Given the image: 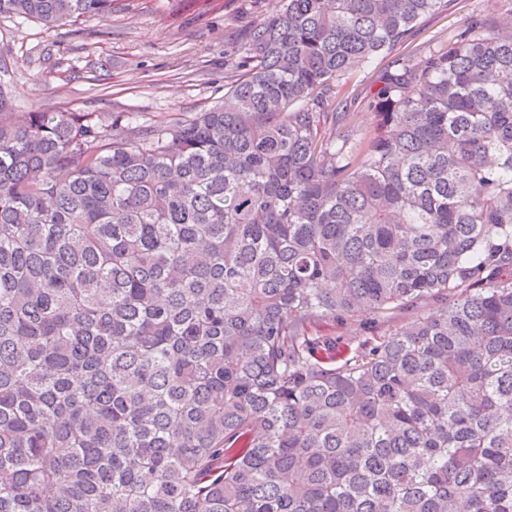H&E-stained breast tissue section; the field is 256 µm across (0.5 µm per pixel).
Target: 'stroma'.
Listing matches in <instances>:
<instances>
[{"label": "stroma", "mask_w": 512, "mask_h": 512, "mask_svg": "<svg viewBox=\"0 0 512 512\" xmlns=\"http://www.w3.org/2000/svg\"><path fill=\"white\" fill-rule=\"evenodd\" d=\"M275 0H120L111 15L45 30L21 18H0V88L17 111L133 113L143 124L190 118L224 97L230 34L271 12ZM474 12L512 14V0H460L428 20L417 41L432 42ZM405 315L387 320L360 313L327 321L321 333L340 349L388 334Z\"/></svg>", "instance_id": "obj_1"}]
</instances>
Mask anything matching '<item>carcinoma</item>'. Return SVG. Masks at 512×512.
Segmentation results:
<instances>
[{
    "instance_id": "cac0c4a2",
    "label": "carcinoma",
    "mask_w": 512,
    "mask_h": 512,
    "mask_svg": "<svg viewBox=\"0 0 512 512\" xmlns=\"http://www.w3.org/2000/svg\"><path fill=\"white\" fill-rule=\"evenodd\" d=\"M448 2L278 0L174 125L0 89V512H512V20L405 51ZM408 320L402 314L393 315L387 320L377 321L372 314L357 313L348 321H327L321 328L320 334L336 338L337 346L340 349H357L362 346L363 341L378 338L388 334L396 325Z\"/></svg>"
}]
</instances>
